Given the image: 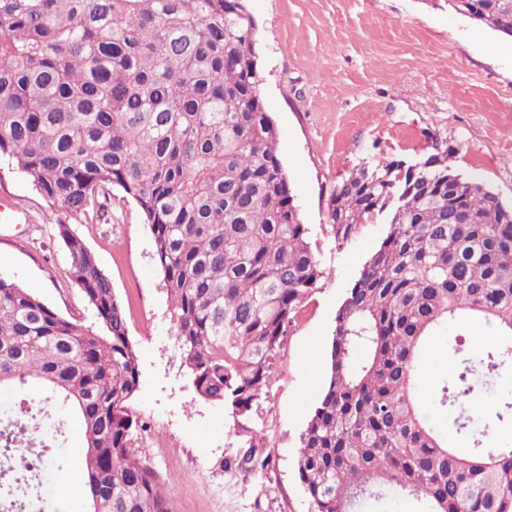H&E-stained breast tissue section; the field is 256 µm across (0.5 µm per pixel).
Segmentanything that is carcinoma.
Segmentation results:
<instances>
[{"label": "carcinoma", "instance_id": "obj_1", "mask_svg": "<svg viewBox=\"0 0 512 512\" xmlns=\"http://www.w3.org/2000/svg\"><path fill=\"white\" fill-rule=\"evenodd\" d=\"M512 38V0H444ZM245 0H0V156L74 219L116 188L149 224L172 330L197 394L247 422L269 393L276 355L325 271L311 245L260 92ZM339 244L379 219L387 230L336 311L319 400L296 467L311 512H362L387 496L426 512H512V448L483 436L512 420V401L473 408L512 347L456 342L437 392L455 411L448 447L416 384L428 341L483 320L512 336V208L448 165L422 159L363 166L336 186ZM70 278L96 314L67 319L0 277V388L36 384L79 421L86 512H172L134 446L139 363L126 313L95 255L58 225ZM364 352L359 360L356 353ZM0 430V452L37 445ZM238 462L254 471L263 447Z\"/></svg>", "mask_w": 512, "mask_h": 512}]
</instances>
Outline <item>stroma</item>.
I'll list each match as a JSON object with an SVG mask.
<instances>
[{
    "label": "stroma",
    "mask_w": 512,
    "mask_h": 512,
    "mask_svg": "<svg viewBox=\"0 0 512 512\" xmlns=\"http://www.w3.org/2000/svg\"><path fill=\"white\" fill-rule=\"evenodd\" d=\"M257 30L261 94L278 130V153L302 223L325 271L299 305L274 367V382L249 429L263 432V469L237 459L248 429L196 393L182 364L154 260L153 237L138 206L113 191L103 208L71 221L124 305L139 359L132 401L142 427L135 444L173 512H309L297 474L299 437L327 367L334 317L350 283L386 233L363 224L354 244L329 232V203L353 170L433 154L512 206V40L436 6L433 0H246ZM0 277L66 318L96 324L69 277L71 259L57 233L66 213L51 206L8 158H0ZM454 334L432 341L417 392L449 447L468 448L433 396L449 374ZM57 462L53 493L22 498V512H71L66 487L82 462L83 436L69 420L50 438Z\"/></svg>",
    "instance_id": "35a3bbf8"
}]
</instances>
